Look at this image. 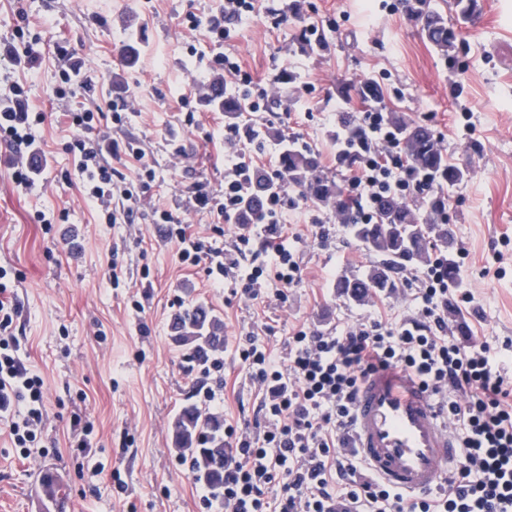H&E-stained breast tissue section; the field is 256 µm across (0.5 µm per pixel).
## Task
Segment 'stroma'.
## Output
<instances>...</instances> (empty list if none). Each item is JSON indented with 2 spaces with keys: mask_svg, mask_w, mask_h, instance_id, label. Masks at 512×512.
<instances>
[{
  "mask_svg": "<svg viewBox=\"0 0 512 512\" xmlns=\"http://www.w3.org/2000/svg\"><path fill=\"white\" fill-rule=\"evenodd\" d=\"M248 24H236L224 45L205 30L188 31L187 13H217L224 0H0V39L23 30L19 49L40 55L36 70L0 66V94L19 82L30 85L35 141L48 165L30 190L18 189L0 146V266L8 271V300L19 307L16 333L21 355L45 380L46 419L41 445L19 456L0 420V512H30L36 469L60 474L62 495L76 512H202L200 487L176 451L171 423L200 380L182 348L171 340L175 314L199 303L224 323L222 379L208 409L238 426L253 425L261 394L237 347L254 336L284 357L289 336L302 329L342 331L364 319L393 322L417 310L419 266L393 278L395 287L372 292L358 304L338 291L345 272L375 265L338 224L334 211L291 193L285 213L298 236L302 281L279 301V283L263 298L247 300L231 287H213L207 263L187 266L153 208L169 210L175 222L213 247L231 249L236 225L214 237L213 216L199 210L195 185L224 193L223 113L201 106L196 85L213 55H234L255 78L271 82L290 69L299 78L276 86L274 97L294 99L289 109L243 113L244 121L266 120L288 137L306 141L325 172L337 180L352 173L336 160V127L342 87L379 83L385 111L404 113L431 128L452 164L469 169L448 200L452 242L432 253L466 251L460 280L448 288V331L459 339L512 343V0H478V11L461 24L466 54L450 68L428 43L417 20L399 0H307L302 18L268 26L263 8ZM314 24L328 40L326 51L301 54L297 36ZM140 38L135 64L125 60L129 32ZM81 61L94 75L91 89L73 97L54 93L60 84L59 53ZM135 94L134 109L120 124L104 114L96 135L144 152L112 165L146 207L132 223L104 224L100 210L83 196L78 158L69 150L76 131L69 112L104 103L114 81ZM194 125H186L187 116ZM156 178L135 183L139 162ZM320 212L331 243L320 246L310 222ZM504 260L495 263L493 255ZM472 302H461L463 292ZM92 423L75 428V418ZM89 443L90 455L77 446Z\"/></svg>",
  "mask_w": 512,
  "mask_h": 512,
  "instance_id": "1",
  "label": "stroma"
}]
</instances>
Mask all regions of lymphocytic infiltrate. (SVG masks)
<instances>
[{
	"label": "lymphocytic infiltrate",
	"mask_w": 512,
	"mask_h": 512,
	"mask_svg": "<svg viewBox=\"0 0 512 512\" xmlns=\"http://www.w3.org/2000/svg\"><path fill=\"white\" fill-rule=\"evenodd\" d=\"M256 0H224L208 17L189 13L191 30L205 28L210 40L223 44L227 22L255 14ZM213 69L229 84L251 92L250 111L267 108L268 95L259 80L242 70L235 57L219 54ZM28 87L12 84L0 103V142L12 160L17 187L34 186L39 168L35 154ZM80 136L69 146L78 154L84 194L105 213L109 224L128 220L138 204L132 191L119 184L111 157L140 156L133 144H101L89 139L96 120L92 110L70 115ZM368 143L355 152L356 172L346 179L344 194L361 221H370L373 203L391 194L399 198L431 194V179L415 177L400 143L382 123L381 113H361ZM263 171L253 158L239 157L224 176V196L195 194L201 208L215 213L214 234L236 223L242 203ZM291 201L285 189L263 198V222L239 233L230 251L206 245L174 223L171 212L158 210L156 223L178 245L182 263L208 260L214 285L231 281L241 296L257 299L269 280L297 286L301 267L288 243L283 220ZM416 318L394 323L361 321L344 333L301 330L289 337L286 360L278 362L255 338L239 349L250 376L261 391L255 431L224 428V508L226 512H336L337 504H356L357 512H512V376L500 369L498 348L489 341L463 344L448 334V258L436 256L421 278ZM19 309L0 298V416L22 454H29L45 418L43 378L28 370L20 356L14 323ZM378 368H399L438 399L442 415L459 429L461 457L455 473L440 487L408 498L375 478L358 457L349 432L361 382Z\"/></svg>",
	"instance_id": "1"
}]
</instances>
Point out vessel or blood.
I'll return each instance as SVG.
<instances>
[{"mask_svg": "<svg viewBox=\"0 0 512 512\" xmlns=\"http://www.w3.org/2000/svg\"><path fill=\"white\" fill-rule=\"evenodd\" d=\"M352 434L371 472L406 495L432 489L460 459V443L431 393L391 369L371 372L362 382Z\"/></svg>", "mask_w": 512, "mask_h": 512, "instance_id": "b4317fda", "label": "vessel or blood"}]
</instances>
